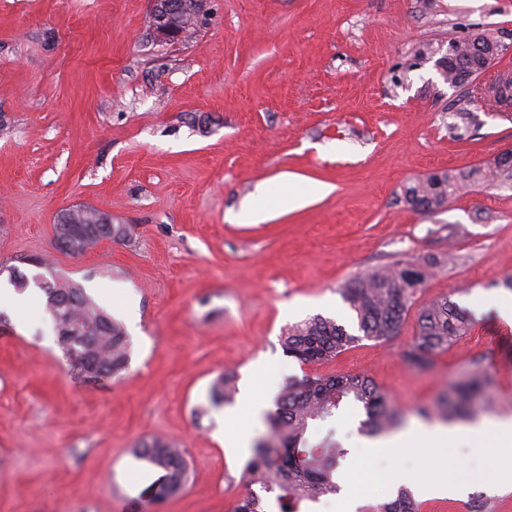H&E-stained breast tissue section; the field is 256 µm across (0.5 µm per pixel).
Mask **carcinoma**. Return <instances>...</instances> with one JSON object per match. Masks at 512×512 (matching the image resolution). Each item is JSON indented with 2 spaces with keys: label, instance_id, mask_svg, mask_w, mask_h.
<instances>
[{
  "label": "carcinoma",
  "instance_id": "obj_1",
  "mask_svg": "<svg viewBox=\"0 0 512 512\" xmlns=\"http://www.w3.org/2000/svg\"><path fill=\"white\" fill-rule=\"evenodd\" d=\"M499 181H512V165L478 167L457 174L433 172L405 187L404 199L411 208L429 213L444 206L467 183ZM66 224L85 228L82 238L64 247L73 254L104 239H123L130 233L128 227L112 223L109 214L91 207L61 211L59 223L54 225L56 237H62ZM428 275L427 265L398 260L356 276L342 288V295L356 318L359 334L351 333L331 317L315 315L284 330L281 342L285 353L303 364H320L335 359L363 337L378 343L390 341L398 335ZM42 290L58 346L66 356L74 351V360L69 362L71 377L87 383L120 376L130 357L123 324L70 279L55 277L44 283ZM471 325V317L450 298L429 302L419 311L416 336L402 352L404 362L417 370L430 367L434 356L466 335ZM237 380L234 370L220 374L212 385L213 401L233 403ZM492 385L490 363L484 357L474 358L448 384L439 401L421 408L420 413L445 420H474L501 405ZM349 403L363 409L362 427L372 435L399 425L390 397L367 376L307 375L289 382L277 399L276 410L266 414L268 430L252 447L243 470L246 492L236 500L232 512H268L270 501L275 502L278 512H309L310 504L338 494L341 487L336 478L347 449L336 441L330 424ZM316 424L326 427V431L312 440L310 430ZM134 455L165 471L159 499L186 486L188 463L184 451L169 441L161 437L141 440L135 444ZM365 512H419V506L408 490L401 489L393 501L371 505Z\"/></svg>",
  "mask_w": 512,
  "mask_h": 512
}]
</instances>
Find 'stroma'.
I'll use <instances>...</instances> for the list:
<instances>
[{"label":"stroma","mask_w":512,"mask_h":512,"mask_svg":"<svg viewBox=\"0 0 512 512\" xmlns=\"http://www.w3.org/2000/svg\"><path fill=\"white\" fill-rule=\"evenodd\" d=\"M150 0H0V286L28 279L25 322L0 308V512H231L249 450L233 451L209 401L231 367L239 386L282 391L307 374L361 373L385 388L404 424L474 356L492 359L512 418V323L494 349L484 325L512 298V184L470 187L432 213L403 188L436 171L489 165L512 149V109L446 83L449 40L490 33L512 75V0H207L197 36L160 43ZM309 182L333 185L302 207ZM277 202L262 224L242 208ZM105 211L130 234L81 255L60 251L66 208ZM437 262L419 303L450 297L475 314L426 370L401 358L409 312L385 344L361 340L332 361L286 356L283 329L320 314L357 323L340 289L386 263ZM63 277L126 323L128 367L95 384L71 378L39 281ZM364 413L336 437L342 491L312 512L396 498L372 482L386 455L366 451ZM161 436L185 450L186 488L150 497L161 469L132 454ZM424 449L404 452L420 512H472L478 497L512 512V487L429 497Z\"/></svg>","instance_id":"obj_1"}]
</instances>
